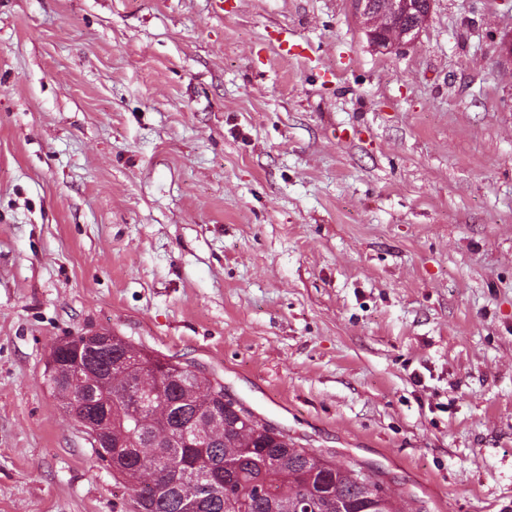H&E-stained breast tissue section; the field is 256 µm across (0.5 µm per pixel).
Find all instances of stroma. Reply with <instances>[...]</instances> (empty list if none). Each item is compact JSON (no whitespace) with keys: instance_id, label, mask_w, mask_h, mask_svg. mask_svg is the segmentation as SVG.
<instances>
[{"instance_id":"obj_1","label":"stroma","mask_w":512,"mask_h":512,"mask_svg":"<svg viewBox=\"0 0 512 512\" xmlns=\"http://www.w3.org/2000/svg\"><path fill=\"white\" fill-rule=\"evenodd\" d=\"M509 35L512 0L387 54L351 0H0V512H134L41 379L96 331L407 510L512 512ZM61 343L55 345L51 349L44 363V370L42 372L43 382L54 393H56V389L54 386V384L56 383V378L54 376V373H57L59 370L64 368L66 364L74 362L78 357V352L75 347H61Z\"/></svg>"}]
</instances>
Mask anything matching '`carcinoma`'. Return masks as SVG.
<instances>
[{
    "label": "carcinoma",
    "instance_id": "1",
    "mask_svg": "<svg viewBox=\"0 0 512 512\" xmlns=\"http://www.w3.org/2000/svg\"><path fill=\"white\" fill-rule=\"evenodd\" d=\"M55 345L42 372L74 362ZM112 409L85 397L60 400L79 427L110 417L107 445L95 449L133 492L136 512H404L380 473L298 446L280 427L224 401V384L189 365L112 336Z\"/></svg>",
    "mask_w": 512,
    "mask_h": 512
}]
</instances>
